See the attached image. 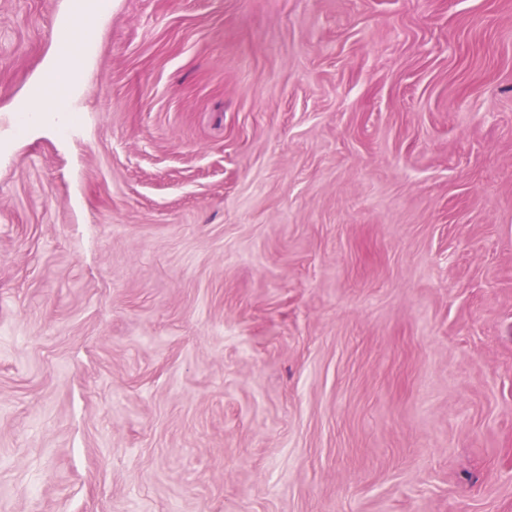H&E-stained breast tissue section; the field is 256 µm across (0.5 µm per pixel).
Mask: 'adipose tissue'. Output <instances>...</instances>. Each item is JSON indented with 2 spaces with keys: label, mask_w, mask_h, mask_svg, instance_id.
Returning a JSON list of instances; mask_svg holds the SVG:
<instances>
[{
  "label": "adipose tissue",
  "mask_w": 512,
  "mask_h": 512,
  "mask_svg": "<svg viewBox=\"0 0 512 512\" xmlns=\"http://www.w3.org/2000/svg\"><path fill=\"white\" fill-rule=\"evenodd\" d=\"M98 25V19L94 16L70 19L59 40L50 82L22 109L16 124L18 131L41 123L47 113L58 111L64 99L83 89L89 58L96 44Z\"/></svg>",
  "instance_id": "ef3b65f1"
}]
</instances>
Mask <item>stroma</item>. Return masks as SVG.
I'll return each instance as SVG.
<instances>
[{
    "instance_id": "stroma-1",
    "label": "stroma",
    "mask_w": 512,
    "mask_h": 512,
    "mask_svg": "<svg viewBox=\"0 0 512 512\" xmlns=\"http://www.w3.org/2000/svg\"><path fill=\"white\" fill-rule=\"evenodd\" d=\"M0 0V512H512V0ZM98 14L90 19L70 18L59 40L48 85L22 109L16 128L19 133L43 121L47 112H57L61 102L84 87L89 58L96 44Z\"/></svg>"
}]
</instances>
